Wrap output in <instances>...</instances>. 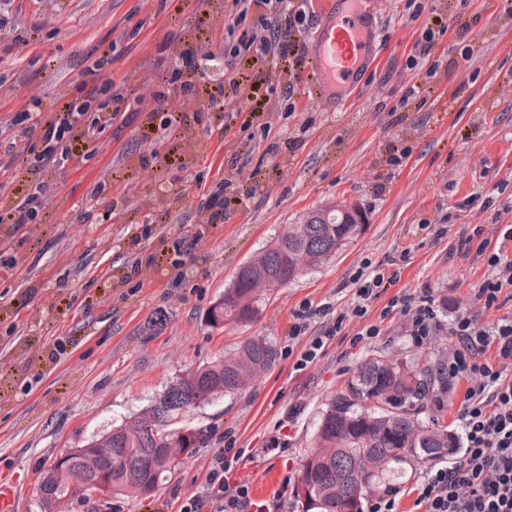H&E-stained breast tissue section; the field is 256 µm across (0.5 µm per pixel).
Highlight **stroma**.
I'll use <instances>...</instances> for the list:
<instances>
[{"label": "stroma", "mask_w": 512, "mask_h": 512, "mask_svg": "<svg viewBox=\"0 0 512 512\" xmlns=\"http://www.w3.org/2000/svg\"><path fill=\"white\" fill-rule=\"evenodd\" d=\"M225 0H10L0 21V111L39 97L45 117L111 81L127 102L163 90L200 47L224 56L227 71L266 72L267 111L233 105L189 113L180 132L158 136L135 112L94 134L107 150L64 168L37 170L39 134L0 133V161L16 179L9 193L43 184L47 201L24 233L0 239V512H39L37 487L68 448H79L158 400L180 377L223 358L242 340L267 338L275 365L240 393L187 408L176 425L197 431L192 454L149 498L61 502L59 512H177L203 490L213 456L232 434L256 449L235 471L266 512H301L296 468L315 443L328 403L361 364L377 357L420 364L447 356L440 333L417 347L405 318H380L389 300L430 291L450 309L472 306L488 276L484 261L458 252L462 233L483 225L497 239L512 225V0H373L381 27L365 79L337 110L309 94L311 63L282 72L272 59L225 56L234 37ZM448 31L430 52L439 67L410 68L426 22ZM422 84L425 97L409 95ZM15 151H7V143ZM409 148L399 166L390 147ZM224 179V221L205 224L203 187ZM102 193H95L96 185ZM357 209L363 229L321 266L268 290L246 325L209 324L210 309L237 269L286 225L322 209ZM375 270L397 279L365 320L347 322L317 361L295 370V353L322 335ZM323 308L294 332L303 304ZM365 325L379 336L355 341ZM466 381L420 410L458 433ZM285 439V456L261 454Z\"/></svg>", "instance_id": "35a3bbf8"}]
</instances>
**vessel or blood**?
Segmentation results:
<instances>
[{"mask_svg":"<svg viewBox=\"0 0 512 512\" xmlns=\"http://www.w3.org/2000/svg\"><path fill=\"white\" fill-rule=\"evenodd\" d=\"M370 0H319L312 65L319 101L335 104L374 64Z\"/></svg>","mask_w":512,"mask_h":512,"instance_id":"obj_1","label":"vessel or blood"}]
</instances>
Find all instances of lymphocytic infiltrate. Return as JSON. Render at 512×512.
Listing matches in <instances>:
<instances>
[{"mask_svg":"<svg viewBox=\"0 0 512 512\" xmlns=\"http://www.w3.org/2000/svg\"><path fill=\"white\" fill-rule=\"evenodd\" d=\"M306 18L302 9L282 14L276 0H232L228 21L239 35L230 53L291 63L303 60L305 48L296 35ZM99 94V89L90 90L48 122L26 103L1 116L0 126L41 130L42 149L36 156L39 169L62 167L76 157L75 142L97 127L101 112L107 111L109 103L100 100ZM197 106V97L177 72L167 79L164 91L139 103L147 122L158 123L164 131L183 126L187 112ZM482 234V227H475L457 244L461 253H475L489 268L475 294L474 307L447 315L426 293L396 296L387 305L388 310H400L405 317L406 333L415 346L428 345L440 332H448L456 345L439 369L449 382H468L461 401V455L422 474L414 502L422 512H512V316L501 313L512 303V259L503 247L504 242L512 241V226L501 230L502 244L495 248ZM355 282L352 302L337 312L323 335L311 340L297 358L296 369L313 364L344 324L368 316L371 303L383 291L385 275L376 270L356 277ZM493 309L499 311V318L490 324L483 322V312ZM489 350L494 353L490 360L485 357ZM243 455V449L225 441L203 491L185 498L180 512H250L255 503L248 482L230 479Z\"/></svg>","mask_w":512,"mask_h":512,"instance_id":"1","label":"lymphocytic infiltrate"}]
</instances>
